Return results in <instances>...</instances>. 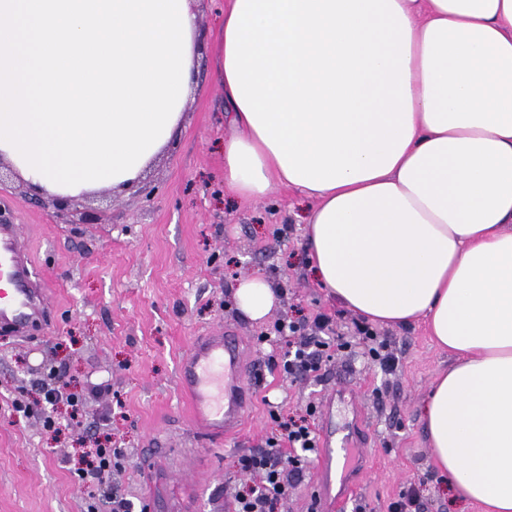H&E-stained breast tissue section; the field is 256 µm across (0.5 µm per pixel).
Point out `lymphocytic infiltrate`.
Segmentation results:
<instances>
[{
  "instance_id": "f902f5d3",
  "label": "lymphocytic infiltrate",
  "mask_w": 512,
  "mask_h": 512,
  "mask_svg": "<svg viewBox=\"0 0 512 512\" xmlns=\"http://www.w3.org/2000/svg\"><path fill=\"white\" fill-rule=\"evenodd\" d=\"M276 335L284 346L278 364L285 377L319 375L326 367L334 352L348 351L353 343L366 345L371 360L382 368H393L395 359L388 350L387 341L378 338L371 328L357 326L356 340H348L335 333L331 319L324 314L316 315L312 322L282 321L274 326ZM66 401L71 408V420H78L82 404L79 395L63 394L59 387L41 384L36 401L14 399L12 408L17 413L27 414L32 404H40L44 410L43 427L56 431L55 406ZM315 406H308L306 415H284L278 407L268 409V415L275 429L266 441L265 449L241 456L238 467L241 471L257 475L253 484L243 485L236 492L233 512H276L279 505L299 486L314 462L317 454V436L311 419ZM121 455L120 449L93 443L82 449L76 474L84 484L89 499H96L98 492L108 491L111 512H131L130 501L110 491L109 478L112 463Z\"/></svg>"
}]
</instances>
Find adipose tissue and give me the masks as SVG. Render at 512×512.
<instances>
[{
    "instance_id": "ef3b65f1",
    "label": "adipose tissue",
    "mask_w": 512,
    "mask_h": 512,
    "mask_svg": "<svg viewBox=\"0 0 512 512\" xmlns=\"http://www.w3.org/2000/svg\"><path fill=\"white\" fill-rule=\"evenodd\" d=\"M224 186L300 191L321 288L426 319L453 355L423 408L454 494L512 512V0H226ZM237 305L280 298L260 274Z\"/></svg>"
}]
</instances>
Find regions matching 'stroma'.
I'll return each mask as SVG.
<instances>
[{"mask_svg":"<svg viewBox=\"0 0 512 512\" xmlns=\"http://www.w3.org/2000/svg\"><path fill=\"white\" fill-rule=\"evenodd\" d=\"M200 56L182 123L168 149L122 192L80 197L58 209L11 171L0 172V214L22 225L33 260L54 285L51 319L31 339L0 337V512H87V491L74 474L88 432L121 449L112 486L134 506L148 500L146 459L169 485L192 481L193 512H230L239 486V455L266 446L272 422L263 397L283 412L322 406L336 388L351 394L336 420L363 415L359 458L348 475L352 505L388 512L415 489L421 512H480L453 498L431 462L421 409L452 360L424 323L378 327L397 360L382 369L361 345L330 362L320 377L288 378L273 367L277 347L259 343L275 321L328 315L352 336L354 315L318 288L306 262L308 202L276 188L245 202L224 188V90L212 44L224 0H196ZM259 272L280 293L269 320L237 307L240 278ZM233 325L249 344L253 400L241 432L219 447L196 439L177 382V366L194 336ZM81 396L80 426L53 435L40 411L13 412V399L34 393L48 373ZM109 393L96 392V385Z\"/></svg>","mask_w":512,"mask_h":512,"instance_id":"obj_1","label":"stroma"}]
</instances>
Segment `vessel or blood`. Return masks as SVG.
<instances>
[{"mask_svg":"<svg viewBox=\"0 0 512 512\" xmlns=\"http://www.w3.org/2000/svg\"><path fill=\"white\" fill-rule=\"evenodd\" d=\"M48 285L34 274L19 225H0V329L25 337L48 311ZM244 339L224 328L196 337L178 367V379L189 400V419L208 443H220L241 430L250 391L245 381ZM335 397L325 400L319 440V500L323 512H343L345 497L335 495L336 463H351L358 445V425L332 423Z\"/></svg>","mask_w":512,"mask_h":512,"instance_id":"obj_1","label":"vessel or blood"}]
</instances>
